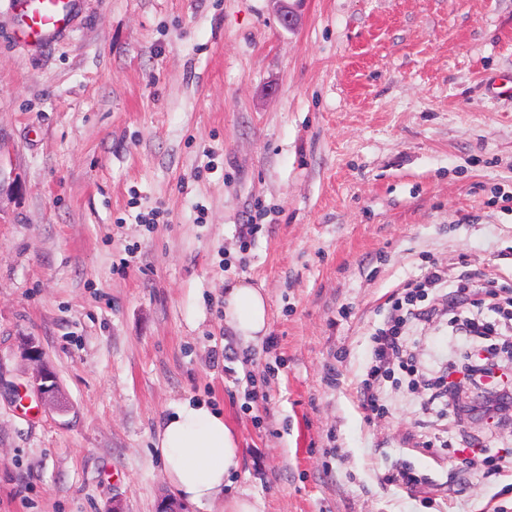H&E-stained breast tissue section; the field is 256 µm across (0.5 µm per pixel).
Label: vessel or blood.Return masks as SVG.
I'll list each match as a JSON object with an SVG mask.
<instances>
[{"label":"vessel or blood","instance_id":"1","mask_svg":"<svg viewBox=\"0 0 512 512\" xmlns=\"http://www.w3.org/2000/svg\"><path fill=\"white\" fill-rule=\"evenodd\" d=\"M78 7L79 0H25L16 36L25 41L60 37L71 29Z\"/></svg>","mask_w":512,"mask_h":512}]
</instances>
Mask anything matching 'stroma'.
Instances as JSON below:
<instances>
[{"label": "stroma", "mask_w": 512, "mask_h": 512, "mask_svg": "<svg viewBox=\"0 0 512 512\" xmlns=\"http://www.w3.org/2000/svg\"><path fill=\"white\" fill-rule=\"evenodd\" d=\"M294 8L288 31L271 0H80L30 43L0 0V512H158L157 426L188 398L236 431L230 493L260 512H512V475L425 446L511 453L512 408L429 409L404 379L385 414L360 401L406 282L512 284V98L485 87L512 77V0ZM237 280L268 298L256 343L224 324ZM31 340L65 413L24 409ZM407 343L433 374L466 341L437 320ZM250 375L268 398L247 409Z\"/></svg>", "instance_id": "35a3bbf8"}]
</instances>
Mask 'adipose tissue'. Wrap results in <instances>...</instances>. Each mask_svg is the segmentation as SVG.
Instances as JSON below:
<instances>
[{
    "label": "adipose tissue",
    "instance_id": "adipose-tissue-1",
    "mask_svg": "<svg viewBox=\"0 0 512 512\" xmlns=\"http://www.w3.org/2000/svg\"><path fill=\"white\" fill-rule=\"evenodd\" d=\"M224 323L248 341L269 331V307L264 291L240 281L224 293ZM155 450L174 493L198 512H212L225 504L228 512H258L256 502L225 498L232 473L240 468L239 439L222 415L209 406L185 399L171 407L157 427Z\"/></svg>",
    "mask_w": 512,
    "mask_h": 512
}]
</instances>
